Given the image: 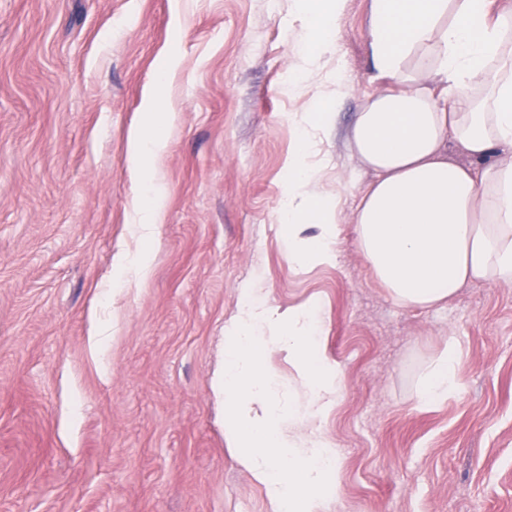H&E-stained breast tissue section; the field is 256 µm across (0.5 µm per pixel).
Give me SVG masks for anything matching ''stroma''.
Returning <instances> with one entry per match:
<instances>
[{"instance_id":"obj_1","label":"stroma","mask_w":512,"mask_h":512,"mask_svg":"<svg viewBox=\"0 0 512 512\" xmlns=\"http://www.w3.org/2000/svg\"><path fill=\"white\" fill-rule=\"evenodd\" d=\"M371 0H348L337 58L289 89L309 38L293 0H0V512H267L224 440V323L253 288L280 310L319 299L321 353L343 370L318 431L339 452L334 512H512V286L396 305L352 226L370 179L323 144L343 197L337 263L283 244L288 115L335 67L339 132L377 90ZM177 118L149 275L136 251L128 136L160 63ZM456 337L459 393L419 401ZM122 276L125 279H142L149 273V256L146 250H141L121 263Z\"/></svg>"}]
</instances>
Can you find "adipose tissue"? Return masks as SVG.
I'll return each instance as SVG.
<instances>
[{
  "label": "adipose tissue",
  "mask_w": 512,
  "mask_h": 512,
  "mask_svg": "<svg viewBox=\"0 0 512 512\" xmlns=\"http://www.w3.org/2000/svg\"><path fill=\"white\" fill-rule=\"evenodd\" d=\"M295 15L323 32L320 51L302 57L303 76L333 52L346 0H294ZM382 88L361 103L346 138L348 155L372 175L353 211L358 249L392 300L430 307L477 282L512 285V10L497 0H371L370 43ZM298 141L288 158V260L324 266L338 258V198L319 192L317 145L330 141L333 116L310 108L292 119ZM456 143L466 164L448 154ZM165 137L135 128L129 162L138 183L135 234L156 243L163 196L154 161ZM318 226L316 237L305 225ZM321 305L312 299L281 312L243 289L224 324V437L239 464L265 487L269 512H332L340 494L339 453L329 440L304 452L287 408L271 393L265 343L285 352L291 381L313 402L306 422L325 418L342 373L313 361ZM456 338H449L421 383L423 404L458 393Z\"/></svg>",
  "instance_id": "ef3b65f1"
}]
</instances>
